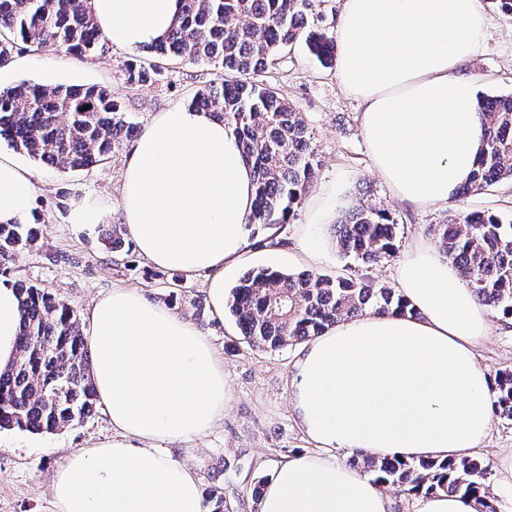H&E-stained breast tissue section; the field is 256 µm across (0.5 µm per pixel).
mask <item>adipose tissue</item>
Returning <instances> with one entry per match:
<instances>
[{"label": "adipose tissue", "mask_w": 512, "mask_h": 512, "mask_svg": "<svg viewBox=\"0 0 512 512\" xmlns=\"http://www.w3.org/2000/svg\"><path fill=\"white\" fill-rule=\"evenodd\" d=\"M180 0H93L97 25L123 49L156 44ZM480 0H343L336 31L341 88L362 104L374 166L416 207L445 203L469 181L482 128L479 86L462 70L477 52ZM36 186L0 154V224L31 217ZM253 171L224 122L175 107L158 113L125 157L120 217L153 265L208 282L224 314V273L249 241ZM413 311L367 313L331 326L294 363L293 410L316 455L281 462L261 512H388L372 479L335 448L372 456L457 459L491 427L493 379L475 360L490 323L454 263L425 244L397 271ZM20 297L0 278V370L16 352ZM110 439L73 454L52 480L56 512H203L192 468L158 441L194 439L224 415V368L207 337L134 289L92 306L85 329Z\"/></svg>", "instance_id": "ef3b65f1"}]
</instances>
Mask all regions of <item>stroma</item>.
Masks as SVG:
<instances>
[{"mask_svg": "<svg viewBox=\"0 0 512 512\" xmlns=\"http://www.w3.org/2000/svg\"><path fill=\"white\" fill-rule=\"evenodd\" d=\"M481 6L487 18L485 38L465 71L476 77L480 96L512 94V16L501 13L493 0H481ZM13 56L12 63L0 68V85H100L111 91L128 119L143 130L157 113L190 106L199 91L224 79L222 70L172 61L152 86H130L122 65L133 57L154 61L153 51L147 48L130 51L107 44L77 58L61 48L20 47ZM21 57L31 59V66L18 67ZM261 79L301 113L313 137L318 166L294 219L282 227L285 245L262 246L264 233L254 228L233 275L224 280L225 288L234 287L246 272L261 266L289 273L348 275L333 240H326L317 260L303 251L301 242L311 229L326 232L359 200L385 209L399 226L395 257L366 271L370 280L392 288L398 285L396 270L410 244L434 243L430 225L446 223L460 208L512 213L510 182L422 209L400 201L373 169L360 126V103L341 89L335 68L323 66L305 43L282 51ZM125 155L120 149L99 165L73 172L19 155L37 187L33 208L40 216L39 237L32 248L0 256V270L10 280L50 290L80 314L112 287L133 288L148 301L186 316L200 329L224 365V416L199 438L162 442L158 448L194 468L203 490L223 493L231 512H260V502L252 494L258 480L270 479L284 458L316 452L291 406L292 366L298 349L262 352L252 348L233 318L213 315L204 278L184 279L181 290L171 291V270L152 265L133 246L112 253L103 239L105 225L84 227L70 222L73 202L86 197L118 214ZM489 319L492 331L477 347L476 361L492 374L512 368V324L495 313ZM111 436L112 425L100 406L87 418L52 433L1 429L0 512H54L55 470L72 453Z\"/></svg>", "mask_w": 512, "mask_h": 512, "instance_id": "stroma-1", "label": "stroma"}]
</instances>
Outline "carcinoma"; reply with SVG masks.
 I'll return each instance as SVG.
<instances>
[{
    "instance_id": "cac0c4a2",
    "label": "carcinoma",
    "mask_w": 512,
    "mask_h": 512,
    "mask_svg": "<svg viewBox=\"0 0 512 512\" xmlns=\"http://www.w3.org/2000/svg\"><path fill=\"white\" fill-rule=\"evenodd\" d=\"M314 0H182L177 23L151 46L170 60L213 65L225 79L196 96L195 109L211 112L232 129L256 180L247 223L276 230L290 222L313 183L316 151L301 116L276 89L255 80L286 47L302 40L324 65L336 62V43L314 27ZM41 51L64 47L82 56L105 35L94 21L92 0H0V64L16 42ZM127 83L143 86L164 66L137 58L123 64ZM484 141L464 197L499 182H512V94L480 100ZM137 134L120 104L99 86L20 83L0 89V139L16 152L63 170L102 163ZM398 224L386 211L351 205L333 228L339 255L361 268L394 257ZM444 254L463 273L477 302L512 318V218L459 211L432 225ZM29 224H0V254L32 247ZM20 331L17 357L0 371V428L53 432L86 418L96 400L77 312L45 289L17 285ZM225 311L246 342L279 351L308 342L340 320L368 311L415 314L395 289L374 286L363 274L329 276L261 267L230 291ZM494 411L512 419V369L494 376ZM356 466L381 486L414 495L440 491L483 495L486 512H498L479 458L409 461L363 455Z\"/></svg>"
}]
</instances>
